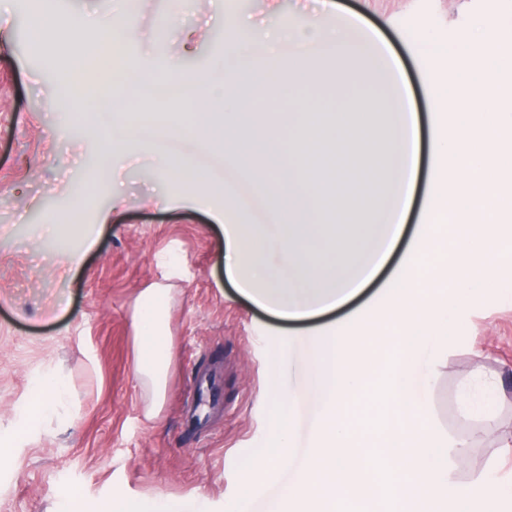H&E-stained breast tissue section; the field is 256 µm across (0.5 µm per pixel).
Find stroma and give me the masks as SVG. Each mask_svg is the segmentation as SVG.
<instances>
[{
	"mask_svg": "<svg viewBox=\"0 0 512 512\" xmlns=\"http://www.w3.org/2000/svg\"><path fill=\"white\" fill-rule=\"evenodd\" d=\"M128 8L134 35L121 55L153 75L198 77L199 98L216 108L239 95L251 110L224 126L187 104L140 133L133 114L147 102L131 113L108 108L111 85L88 83L80 62L99 39L100 19ZM335 9L360 16L390 43L420 118V174L406 231L374 280L334 311L289 320L242 297L224 270L225 184L234 183L247 223L267 240L272 283L287 285L281 238L321 260L330 238L363 225L300 223L306 208L322 205L312 187L295 183L294 167L278 163L281 131L266 117L297 107V129H328L339 149L350 132L326 128L327 112L381 89L369 80L353 86L350 99L330 98L348 77L346 65L330 57L318 70L296 69L299 51L288 41L277 46L273 80L225 65L224 56L239 40L231 20L260 34L274 24L292 31L324 23ZM49 10L55 24L32 36ZM477 21L512 26V0H0V452L13 461L0 470V512H68L75 496L89 510L108 494L148 500L150 512H237L249 477V512H270L314 445L319 406L307 392L302 335L373 312L398 273L423 222L441 132L429 88L458 70L454 58L432 69L427 57ZM409 31L417 39H406ZM168 125L207 127L214 146L168 136ZM92 180L95 194L78 195ZM117 194L123 206L103 222ZM55 224L84 225L95 246L73 235L79 260L66 262L53 246ZM154 283L173 290L175 360L161 413L149 421L131 370V312ZM459 300L436 323L450 341L424 422L444 446L470 442L464 457L448 459L449 487L488 472L511 486L512 456L500 446L512 438V279ZM477 371L500 376L504 389L475 438L458 395ZM47 373L65 382L67 403L32 430L20 406ZM284 417L288 464L260 473Z\"/></svg>",
	"mask_w": 512,
	"mask_h": 512,
	"instance_id": "stroma-1",
	"label": "stroma"
}]
</instances>
